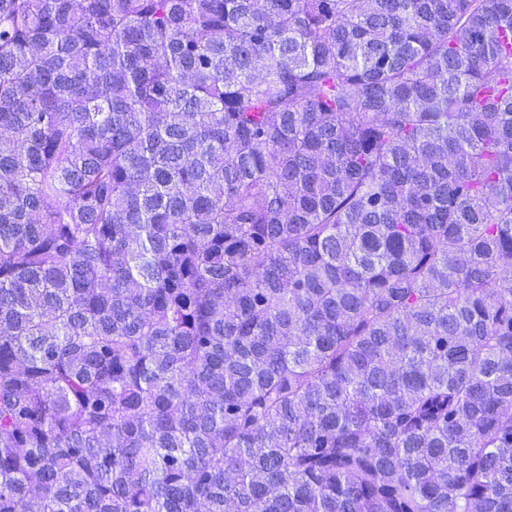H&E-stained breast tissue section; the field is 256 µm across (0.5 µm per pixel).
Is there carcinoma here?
<instances>
[{
	"label": "carcinoma",
	"instance_id": "obj_1",
	"mask_svg": "<svg viewBox=\"0 0 512 512\" xmlns=\"http://www.w3.org/2000/svg\"><path fill=\"white\" fill-rule=\"evenodd\" d=\"M512 0H0V512H512Z\"/></svg>",
	"mask_w": 512,
	"mask_h": 512
}]
</instances>
